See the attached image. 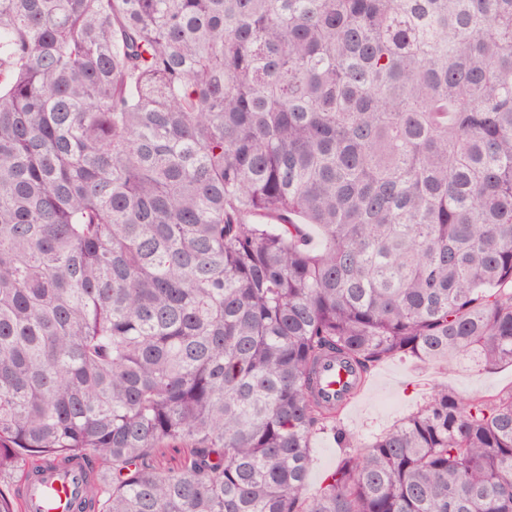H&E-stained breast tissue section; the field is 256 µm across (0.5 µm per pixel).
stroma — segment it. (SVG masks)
Wrapping results in <instances>:
<instances>
[{
    "mask_svg": "<svg viewBox=\"0 0 512 512\" xmlns=\"http://www.w3.org/2000/svg\"><path fill=\"white\" fill-rule=\"evenodd\" d=\"M445 386L465 398L488 396L512 387V366L488 370L458 357L449 368L425 365L409 358H390L372 372L352 409L343 411L340 422L362 446L401 421L430 395L434 387ZM312 459L307 477L308 495H316L323 474L335 468L342 453L331 433L312 436Z\"/></svg>",
    "mask_w": 512,
    "mask_h": 512,
    "instance_id": "obj_1",
    "label": "stroma"
}]
</instances>
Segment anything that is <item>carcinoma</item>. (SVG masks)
Segmentation results:
<instances>
[{
	"label": "carcinoma",
	"mask_w": 512,
	"mask_h": 512,
	"mask_svg": "<svg viewBox=\"0 0 512 512\" xmlns=\"http://www.w3.org/2000/svg\"><path fill=\"white\" fill-rule=\"evenodd\" d=\"M470 354L512 364V0H0V512L46 467L78 512H512V389L362 452L317 391ZM320 386L325 400L332 403L341 400L344 408L349 406L361 391L356 394L351 392V374L346 367L336 361H330L324 365ZM344 448H339L336 439L330 432L317 433L310 440L309 453L312 459L307 477V493L314 496L318 493L323 473L336 467V463ZM182 449L164 444L155 451V464L159 471L168 472L180 466Z\"/></svg>",
	"instance_id": "cac0c4a2"
}]
</instances>
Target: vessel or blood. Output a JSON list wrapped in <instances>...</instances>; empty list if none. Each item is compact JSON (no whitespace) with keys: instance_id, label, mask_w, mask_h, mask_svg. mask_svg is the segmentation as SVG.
<instances>
[{"instance_id":"b4317fda","label":"vessel or blood","mask_w":512,"mask_h":512,"mask_svg":"<svg viewBox=\"0 0 512 512\" xmlns=\"http://www.w3.org/2000/svg\"><path fill=\"white\" fill-rule=\"evenodd\" d=\"M321 392L329 402L350 405L354 395L347 368L333 361L327 362L321 371ZM83 492L81 472L61 474L47 470L27 485L24 508L26 512H75Z\"/></svg>"}]
</instances>
